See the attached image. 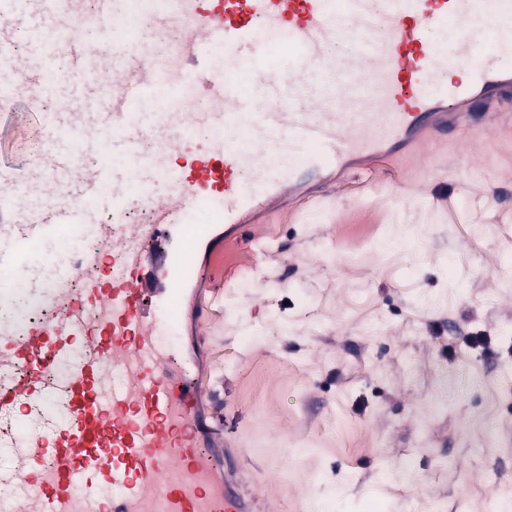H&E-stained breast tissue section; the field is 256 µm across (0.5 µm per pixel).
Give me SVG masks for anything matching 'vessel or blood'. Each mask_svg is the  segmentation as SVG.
<instances>
[{"label":"vessel or blood","instance_id":"obj_1","mask_svg":"<svg viewBox=\"0 0 512 512\" xmlns=\"http://www.w3.org/2000/svg\"><path fill=\"white\" fill-rule=\"evenodd\" d=\"M128 0H98L107 45L94 53L73 36L64 48L84 77L80 110L43 116L44 154L25 171L0 170V303L26 265V249L59 232L98 240L29 285L42 319L0 318V512H259L223 443L213 393L191 378L182 335L184 303L202 274L198 243L214 227L263 256L251 216L291 193L332 195L333 170H367L381 160L449 137L462 120L478 134L512 120L495 105L512 98V0H184L198 23L175 59L129 43L121 26ZM13 30L80 28L30 0H0ZM499 42L474 60L487 34ZM344 51L329 54L340 36ZM223 46L216 63L214 46ZM0 99L47 91L42 50L13 58ZM289 48L288 65L270 66ZM251 73L244 94L236 71ZM166 94L168 110L139 104ZM210 106L190 112L196 97ZM246 121L247 147L196 129ZM100 155L92 171L77 151ZM66 181L21 217L32 172ZM145 224H128L131 209ZM210 210L214 219L194 215ZM111 214V222L98 212Z\"/></svg>","mask_w":512,"mask_h":512}]
</instances>
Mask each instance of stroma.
<instances>
[{
    "label": "stroma",
    "instance_id": "stroma-1",
    "mask_svg": "<svg viewBox=\"0 0 512 512\" xmlns=\"http://www.w3.org/2000/svg\"><path fill=\"white\" fill-rule=\"evenodd\" d=\"M40 103L0 117L23 164ZM364 211L376 240L336 243ZM251 285L209 270L224 428L275 512L512 507V142L462 129L442 170L383 162L298 201Z\"/></svg>",
    "mask_w": 512,
    "mask_h": 512
}]
</instances>
